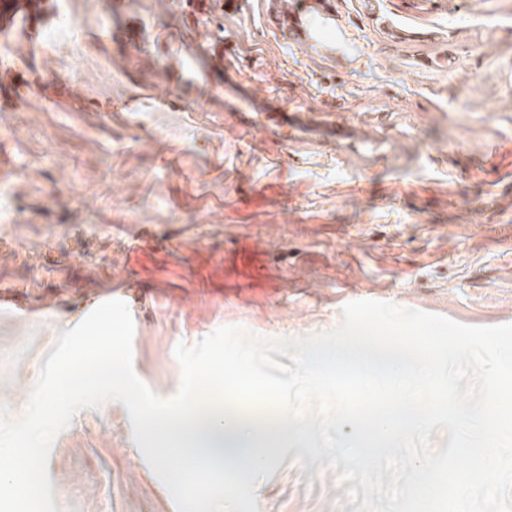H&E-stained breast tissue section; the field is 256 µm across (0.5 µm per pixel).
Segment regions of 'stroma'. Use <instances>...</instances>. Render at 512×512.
I'll return each instance as SVG.
<instances>
[{
    "label": "stroma",
    "instance_id": "35a3bbf8",
    "mask_svg": "<svg viewBox=\"0 0 512 512\" xmlns=\"http://www.w3.org/2000/svg\"><path fill=\"white\" fill-rule=\"evenodd\" d=\"M332 2V51L282 40L268 0H48L0 38V289L44 308L0 310L12 419L120 282L143 298L134 370L163 399L178 344L328 332L358 295L512 323V0ZM329 459L270 449L257 512H357ZM48 471L56 512H177L119 402L78 411Z\"/></svg>",
    "mask_w": 512,
    "mask_h": 512
}]
</instances>
